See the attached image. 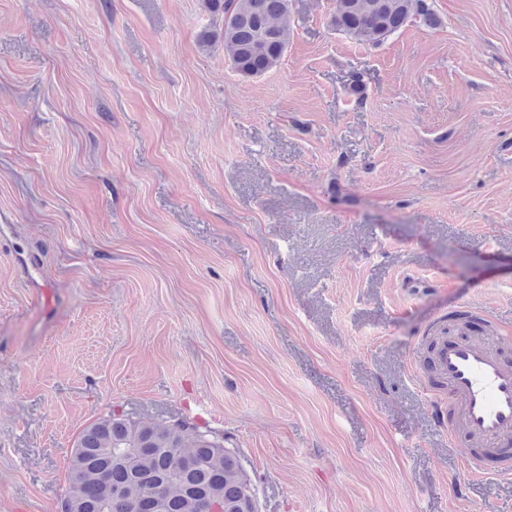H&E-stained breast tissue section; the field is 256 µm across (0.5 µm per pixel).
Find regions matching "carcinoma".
I'll return each mask as SVG.
<instances>
[{"label":"carcinoma","mask_w":512,"mask_h":512,"mask_svg":"<svg viewBox=\"0 0 512 512\" xmlns=\"http://www.w3.org/2000/svg\"><path fill=\"white\" fill-rule=\"evenodd\" d=\"M218 25L201 42H219L232 69L256 78L276 67L288 49L283 23L290 0H204ZM418 19L437 22L427 0H336L331 24L350 38L377 42ZM62 512H252L256 486L240 452L224 437L180 420L160 426L112 415L86 427L75 442Z\"/></svg>","instance_id":"1"}]
</instances>
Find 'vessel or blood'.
Instances as JSON below:
<instances>
[{
	"mask_svg": "<svg viewBox=\"0 0 512 512\" xmlns=\"http://www.w3.org/2000/svg\"><path fill=\"white\" fill-rule=\"evenodd\" d=\"M439 377L448 389V438L503 447L512 442V359L500 336L460 332L443 337L436 354ZM466 465L473 476L512 474V459L487 469L475 455Z\"/></svg>",
	"mask_w": 512,
	"mask_h": 512,
	"instance_id": "1",
	"label": "vessel or blood"
}]
</instances>
